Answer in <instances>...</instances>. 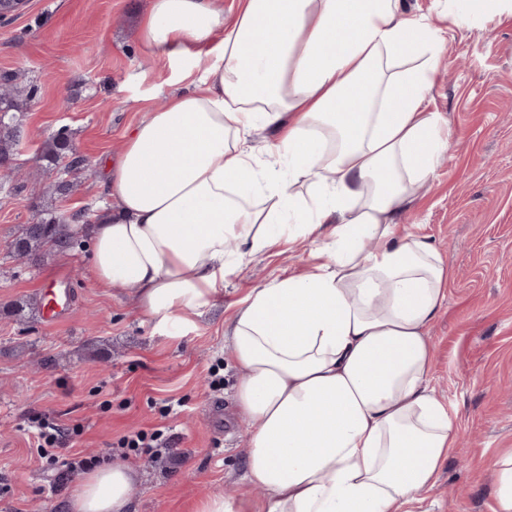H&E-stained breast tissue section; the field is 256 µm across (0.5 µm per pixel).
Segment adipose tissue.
<instances>
[{
	"label": "adipose tissue",
	"mask_w": 512,
	"mask_h": 512,
	"mask_svg": "<svg viewBox=\"0 0 512 512\" xmlns=\"http://www.w3.org/2000/svg\"><path fill=\"white\" fill-rule=\"evenodd\" d=\"M215 33L214 60L108 164L92 276L172 333L247 257L310 242L312 263L254 288L228 333L245 477L264 497L219 493L203 512H415L458 440L428 387L453 272L396 233L448 149L426 107L445 30L401 0H242L229 25L219 0H153L142 25L171 57ZM261 126L279 138L259 152ZM136 478L99 465L68 508L131 512Z\"/></svg>",
	"instance_id": "adipose-tissue-1"
}]
</instances>
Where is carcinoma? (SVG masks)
<instances>
[{"mask_svg": "<svg viewBox=\"0 0 512 512\" xmlns=\"http://www.w3.org/2000/svg\"><path fill=\"white\" fill-rule=\"evenodd\" d=\"M18 97L19 90L13 78H7L0 91V164L12 160L25 132L23 120L18 113ZM41 154L51 164L70 158L68 168L71 173L77 170L83 173L89 171L84 165L85 159L75 153L67 133L63 131L44 142ZM89 218L90 213L87 211L70 216L60 213L37 219V227L34 229L29 224H23L11 241V252L18 258L31 261L40 259L47 250L65 252L74 244L75 223L81 220L87 222Z\"/></svg>", "mask_w": 512, "mask_h": 512, "instance_id": "carcinoma-1", "label": "carcinoma"}]
</instances>
